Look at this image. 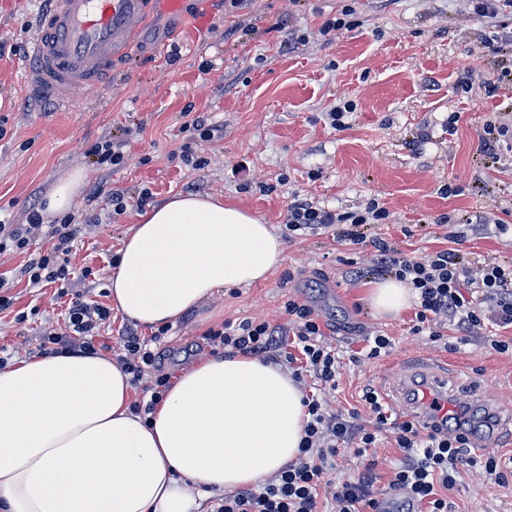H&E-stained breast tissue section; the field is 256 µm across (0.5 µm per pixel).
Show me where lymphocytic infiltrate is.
<instances>
[{
    "label": "lymphocytic infiltrate",
    "instance_id": "f902f5d3",
    "mask_svg": "<svg viewBox=\"0 0 512 512\" xmlns=\"http://www.w3.org/2000/svg\"><path fill=\"white\" fill-rule=\"evenodd\" d=\"M472 13L490 31L482 43V52L508 55L512 58V30L501 24V17L512 14V0H471ZM387 212L378 204H370L360 212L338 213L320 208L307 198H293L288 206L285 228L289 236H302L330 231L337 238L354 245L370 244L374 250L376 270L410 285L417 294V323L428 326L432 341L442 338L441 330L448 321H456L462 330L491 323L512 328V264L494 262L473 264L464 260L459 250L446 249L420 259L405 256L382 238H370L365 227L379 223ZM46 232L50 246L22 268L30 284L58 287L59 295L70 298L63 329L43 332L38 352L54 355L81 351L96 353L97 337L108 326L109 307L87 294H69L74 277L88 278L91 268L75 270L69 255L80 231L74 215L67 214L57 223L45 225L38 208H31L20 224H0V254L24 253L35 233ZM287 327L246 318L224 322L206 331L210 347L225 353L267 356L278 350L282 336L302 356V371L312 374L322 389L337 387L340 358L321 329L313 309L306 304L288 301ZM162 334L142 339L132 329H125L117 359L131 376L134 388L143 398L132 410L140 416L153 413L170 388L171 376L161 368V357L153 349ZM365 407L374 418L372 426L359 424L358 412H332L326 399L304 398L308 420L295 460L270 480L251 487L235 489L217 498L213 512H319L321 489L332 488L336 512H379L380 501L374 490L379 473L375 460L368 454L375 448L378 435L394 433L401 452L390 469L388 490L404 495L418 512H453L446 493L457 484L462 470L476 465L505 486L512 482V456L488 457L484 463L465 457L468 431L463 422L447 421L428 424L416 420H399L374 389L363 395ZM353 445L355 457L364 459L362 471L351 479L334 480L336 458L342 447Z\"/></svg>",
    "mask_w": 512,
    "mask_h": 512
}]
</instances>
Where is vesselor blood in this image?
<instances>
[{
    "instance_id": "1",
    "label": "vessel or blood",
    "mask_w": 512,
    "mask_h": 512,
    "mask_svg": "<svg viewBox=\"0 0 512 512\" xmlns=\"http://www.w3.org/2000/svg\"><path fill=\"white\" fill-rule=\"evenodd\" d=\"M150 2L50 0L30 42L29 89L64 106L75 93L96 88L145 26ZM388 400L399 413L431 422L435 405L448 403L438 365L422 359L400 367Z\"/></svg>"
}]
</instances>
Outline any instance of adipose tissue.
Instances as JSON below:
<instances>
[{
    "label": "adipose tissue",
    "mask_w": 512,
    "mask_h": 512,
    "mask_svg": "<svg viewBox=\"0 0 512 512\" xmlns=\"http://www.w3.org/2000/svg\"><path fill=\"white\" fill-rule=\"evenodd\" d=\"M284 250L246 210L177 195L123 239L109 293L115 308L154 330L220 289L264 280ZM414 296L390 276L371 282L366 300L392 316ZM132 396L129 374L102 353L0 368V512H200L207 495L280 471L304 435L300 387L252 355L199 360L151 421L132 412Z\"/></svg>",
    "instance_id": "obj_1"
}]
</instances>
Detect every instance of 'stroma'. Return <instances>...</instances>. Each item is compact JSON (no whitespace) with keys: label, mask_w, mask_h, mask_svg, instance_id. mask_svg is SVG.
<instances>
[{"label":"stroma","mask_w":512,"mask_h":512,"mask_svg":"<svg viewBox=\"0 0 512 512\" xmlns=\"http://www.w3.org/2000/svg\"><path fill=\"white\" fill-rule=\"evenodd\" d=\"M356 25L332 36L319 29L343 7ZM42 0H0V219L22 223L43 206L54 184L74 170L84 183L72 208L81 224L74 267L95 275L77 291H106L123 239L140 222L136 204L148 191L156 205L177 194H203L251 212L283 235L282 262L266 279L225 288L172 323L162 345L165 371L210 356L202 336L226 321L253 317L288 323L285 304H309L326 336L350 355L367 337L393 340L390 352L344 363L336 408L359 407L366 388L382 391L401 363L432 356L448 364V386L494 397L499 419L492 454L512 452V353L491 346L485 331L456 344L414 333V308L376 315L362 300L377 279L372 251L330 234L286 237L294 196L339 213L377 201L388 216L371 233L409 257L458 248L474 262H512V151L499 147L487 166L481 149L490 126H512V80L489 83L501 60L481 54L487 30L468 0H184L172 14L153 4L142 33L109 81L78 94L63 111L31 98L25 87L28 43ZM352 101L346 127L324 118ZM203 116L216 132L195 151L193 169L175 156L183 112ZM126 134L119 168L97 165L89 149ZM266 192H259V185ZM124 191L128 206L113 216L109 195ZM506 224V232L495 223ZM466 236L454 242L456 225ZM25 255L0 257L13 277L14 304L0 314V346L27 356L65 310L55 286H28ZM28 312L25 323L14 313ZM448 498L455 512H512V484L499 486L482 470L464 473Z\"/></svg>","instance_id":"obj_1"}]
</instances>
